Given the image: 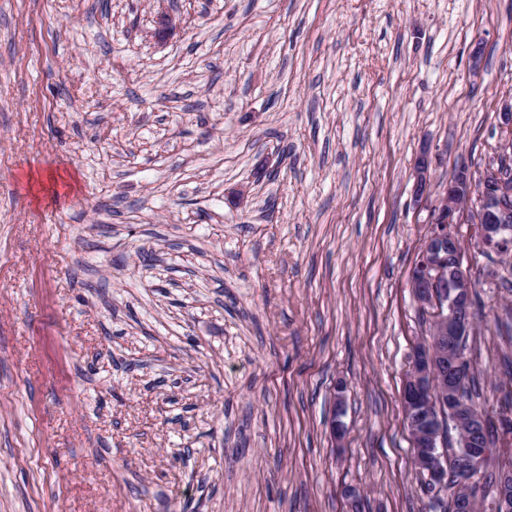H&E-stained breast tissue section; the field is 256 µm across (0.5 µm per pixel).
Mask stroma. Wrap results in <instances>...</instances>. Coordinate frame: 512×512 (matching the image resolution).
<instances>
[{
    "label": "stroma",
    "instance_id": "35a3bbf8",
    "mask_svg": "<svg viewBox=\"0 0 512 512\" xmlns=\"http://www.w3.org/2000/svg\"><path fill=\"white\" fill-rule=\"evenodd\" d=\"M511 99L512 0H0V512H423L415 164Z\"/></svg>",
    "mask_w": 512,
    "mask_h": 512
}]
</instances>
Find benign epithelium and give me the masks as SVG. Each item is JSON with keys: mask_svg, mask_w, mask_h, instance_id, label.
Masks as SVG:
<instances>
[{"mask_svg": "<svg viewBox=\"0 0 512 512\" xmlns=\"http://www.w3.org/2000/svg\"><path fill=\"white\" fill-rule=\"evenodd\" d=\"M509 137L500 146L501 162L479 173L460 167L443 190L431 194L432 163L422 155L416 163V201L428 209L430 227L412 267L409 287L421 309L427 311L431 331L410 357L411 373L402 391L403 407L417 465L422 472L426 512H444L448 500V446L457 448L455 479L460 488L483 486L488 465L504 451L505 443L486 437L488 417L460 399L468 364L466 337L475 318L460 309L466 293L477 282L496 283L512 260V177L500 163L512 161V103L500 109ZM469 225L468 240L459 226ZM496 257L493 266L479 272L470 249ZM488 512H512V484L501 477L495 495L485 503Z\"/></svg>", "mask_w": 512, "mask_h": 512, "instance_id": "1", "label": "benign epithelium"}]
</instances>
